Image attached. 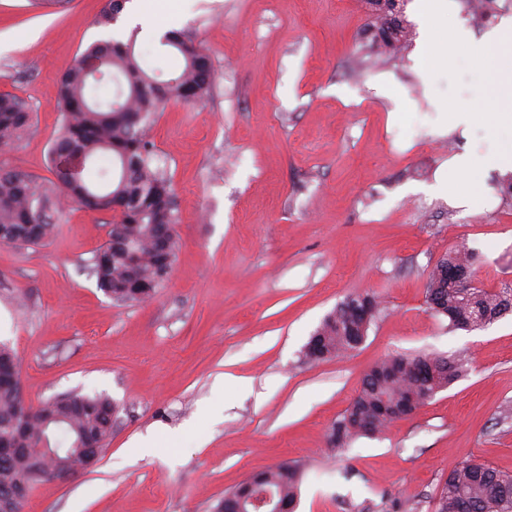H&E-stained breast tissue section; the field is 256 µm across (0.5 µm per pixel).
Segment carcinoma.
Here are the masks:
<instances>
[{
  "instance_id": "1",
  "label": "carcinoma",
  "mask_w": 512,
  "mask_h": 512,
  "mask_svg": "<svg viewBox=\"0 0 512 512\" xmlns=\"http://www.w3.org/2000/svg\"><path fill=\"white\" fill-rule=\"evenodd\" d=\"M124 0H105L99 23L111 24L122 11ZM380 28L387 33L385 46L405 42L409 24L399 0H384ZM164 43L183 58V68L166 80L150 76L134 54L132 43L104 41L90 44L59 82V104L63 120L50 149L55 180L46 185L26 170L0 166V244L38 245L54 232L56 218L66 200L92 211L112 210V199L125 202L128 213L121 224H112L107 241L97 249L104 260H92L88 267L99 289L116 303L133 304L153 297L167 280L171 263L161 258V231L167 232L169 254H175L177 221L175 193L165 172L154 164L153 145L146 126L166 102H200L212 85L210 61L203 47L184 34H168ZM98 63L99 77L89 74L84 62ZM122 78L123 88L107 99H90L95 81ZM32 112L19 98L0 94V150L12 149L31 128ZM102 152H110L119 173L100 187L91 177L72 173L65 165L71 154L91 163ZM473 274V256L467 248L448 252L430 272L425 285L426 303L436 314L448 318L456 328L460 318L483 319L491 324L512 312V288L469 290L463 301L449 269ZM382 310L373 292L350 293L340 301L315 330L304 347L310 362L330 360L353 349L350 339L369 330ZM425 355H401L384 359L364 375L361 387L344 413L333 423L329 441L344 449L355 439L381 433L391 422V412L411 413L431 401L440 390L458 380L467 370L468 359L446 357V370L421 380L415 368ZM19 396L12 386L0 382V443L27 448V455L0 458V491L19 485L31 493L46 478H60L56 465L35 450L53 428L54 447L71 453L68 469L85 468L76 448L92 439L104 448L112 435L109 421L112 401L106 396L68 393L31 407L25 428L12 423V411ZM302 468L282 464L253 473L228 492L224 512H264L252 499L270 495L274 504L296 506ZM434 512H512V473L503 472L477 460L463 461L448 471Z\"/></svg>"
}]
</instances>
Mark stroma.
<instances>
[{"mask_svg":"<svg viewBox=\"0 0 512 512\" xmlns=\"http://www.w3.org/2000/svg\"><path fill=\"white\" fill-rule=\"evenodd\" d=\"M366 0H174L166 24L209 55L199 103L170 102L147 137L177 199L171 272L149 301L113 302L85 267L112 214L75 205L40 245H0V343L32 405L68 392L119 407L97 463L41 481L23 512H213L252 472L304 466L295 512H432L455 464L512 471V313L449 329L425 302L439 258L465 247L487 288H512V201L500 171L478 198L440 190L454 156L498 144L481 127L438 133L441 98L472 99L420 64L424 28L371 65ZM104 0H0V93L33 125L0 155L52 179L58 79L91 43L127 40ZM158 79L182 59L140 32ZM385 310L365 341L310 363L302 350L347 294ZM462 355L469 371L383 433L332 449L365 371L396 355Z\"/></svg>","mask_w":512,"mask_h":512,"instance_id":"stroma-1","label":"stroma"}]
</instances>
